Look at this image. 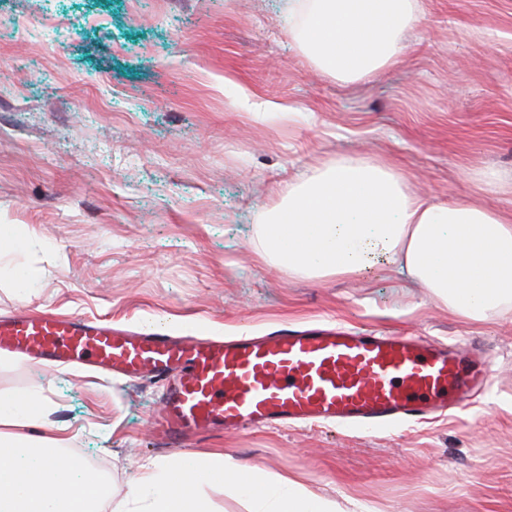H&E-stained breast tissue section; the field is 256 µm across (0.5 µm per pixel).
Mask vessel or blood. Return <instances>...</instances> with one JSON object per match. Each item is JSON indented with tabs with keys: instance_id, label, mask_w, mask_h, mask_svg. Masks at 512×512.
<instances>
[{
	"instance_id": "b4317fda",
	"label": "vessel or blood",
	"mask_w": 512,
	"mask_h": 512,
	"mask_svg": "<svg viewBox=\"0 0 512 512\" xmlns=\"http://www.w3.org/2000/svg\"><path fill=\"white\" fill-rule=\"evenodd\" d=\"M0 354L54 366L167 379L153 420L166 437L308 422L378 426L467 407L492 369L402 334L284 329L231 340L131 334L96 319L16 310L0 319Z\"/></svg>"
}]
</instances>
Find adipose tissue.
<instances>
[{"instance_id":"adipose-tissue-1","label":"adipose tissue","mask_w":512,"mask_h":512,"mask_svg":"<svg viewBox=\"0 0 512 512\" xmlns=\"http://www.w3.org/2000/svg\"><path fill=\"white\" fill-rule=\"evenodd\" d=\"M296 36L303 55L342 83L375 77L397 65L403 31L419 20L417 0H299ZM258 257L309 277L353 276L382 259L420 280L445 306L471 321L512 312V210L455 197L433 203L412 194L404 175L383 159L343 158L280 190L264 210ZM54 405L0 399V512H74L93 482L64 455L66 431ZM242 466L223 454L200 466L144 465L124 501L142 512H206L198 487L233 476L249 487ZM256 512H338L293 479L256 500Z\"/></svg>"}]
</instances>
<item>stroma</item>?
<instances>
[{"mask_svg": "<svg viewBox=\"0 0 512 512\" xmlns=\"http://www.w3.org/2000/svg\"><path fill=\"white\" fill-rule=\"evenodd\" d=\"M289 0H0V314H79L178 336L316 325L399 332L495 371L464 411L162 440L165 384L0 355V398L47 396L113 502L148 462L232 456L359 512H512V314L473 322L378 261L309 278L260 261L278 190L343 157L385 158L439 201L512 206V0H419L401 61L342 84L301 54ZM502 178L475 191L476 171ZM37 271L41 286L15 287ZM209 512H253L232 480Z\"/></svg>", "mask_w": 512, "mask_h": 512, "instance_id": "1", "label": "stroma"}]
</instances>
